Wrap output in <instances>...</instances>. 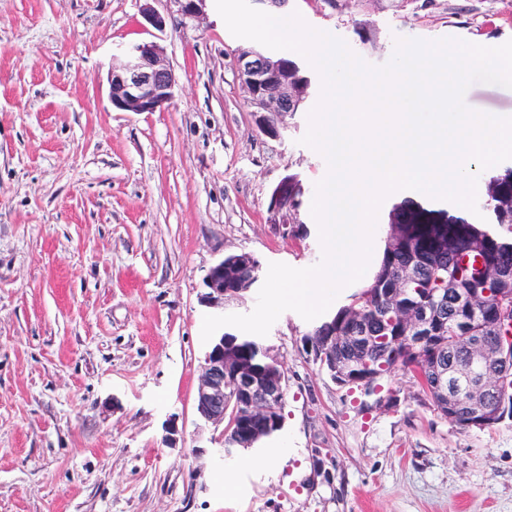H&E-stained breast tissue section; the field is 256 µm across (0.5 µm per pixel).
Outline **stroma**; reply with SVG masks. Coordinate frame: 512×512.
Returning <instances> with one entry per match:
<instances>
[{
  "label": "stroma",
  "instance_id": "obj_1",
  "mask_svg": "<svg viewBox=\"0 0 512 512\" xmlns=\"http://www.w3.org/2000/svg\"><path fill=\"white\" fill-rule=\"evenodd\" d=\"M147 2L164 32L143 26ZM288 9L375 67L399 37L512 39V0ZM149 40L172 103L113 111L109 70ZM243 45L214 0L197 18L179 0H0V512H512V418L460 427L403 367L373 393L339 385L293 311L261 339L288 377L282 429L250 449L258 465L217 457L222 430L194 407L203 279L240 251L317 265L311 205L328 171L301 142L319 74L266 136L237 74ZM464 102L510 115L512 89L475 82ZM288 174L302 204L281 215L271 192Z\"/></svg>",
  "mask_w": 512,
  "mask_h": 512
}]
</instances>
